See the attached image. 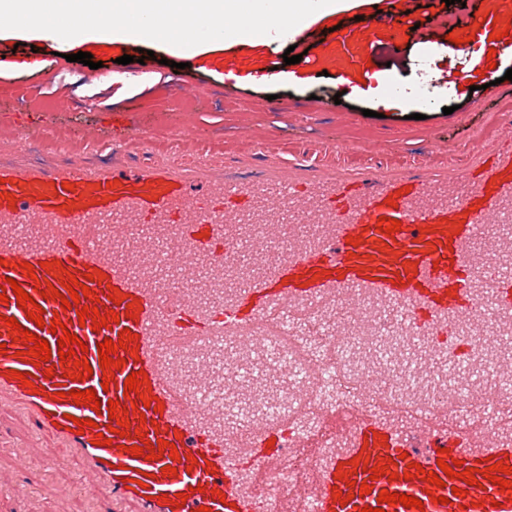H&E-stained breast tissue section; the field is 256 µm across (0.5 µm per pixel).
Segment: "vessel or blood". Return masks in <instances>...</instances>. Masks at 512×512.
I'll use <instances>...</instances> for the list:
<instances>
[{"label":"vessel or blood","mask_w":512,"mask_h":512,"mask_svg":"<svg viewBox=\"0 0 512 512\" xmlns=\"http://www.w3.org/2000/svg\"><path fill=\"white\" fill-rule=\"evenodd\" d=\"M487 92L501 108L490 132L476 133L457 164L438 148L385 164L375 138L297 155L260 141L247 125L233 145L202 156L191 132L180 130L181 160L152 149L140 132L112 144L104 157L64 142L38 156L26 135L0 147V287L17 281L43 320L60 319L86 343L93 369L85 380L74 379L73 363L60 360L57 335L38 328L8 294L0 303V415L26 418L35 435L78 458L84 489H109L105 512H281V459L287 449L304 447L306 434L261 419L250 427V454L229 452L219 410L222 356L209 352L185 369V343L207 349L230 338L246 347L252 330L273 317L295 336L303 331L296 317L303 305L330 300L337 316L373 323L390 308L399 330L452 361L460 354V317L512 321V270L499 266L488 244L490 225L512 223V95L496 86ZM140 154L149 162H137ZM383 216L399 220V231L379 229ZM274 249L280 256L262 273L225 291V274L247 255ZM479 264L497 282L488 299L473 289ZM65 270L88 281L91 294L81 305L115 311L119 321L83 326L75 309L44 299L43 290L60 286ZM114 293L122 304L111 301ZM131 306L138 310L133 318L126 315ZM10 317L47 340L49 361L37 362L30 342L14 340ZM123 330L133 341L117 350L123 365L108 381L97 345ZM16 370L21 378H13ZM139 370L148 376L147 390L125 394L126 378ZM90 389L99 410L72 397ZM148 398L158 399L162 412L145 407ZM111 399L125 409L131 435L110 434ZM75 417L92 424L72 431ZM102 433L110 434V445H97ZM160 439L176 445L180 462L130 452ZM342 439L344 448L311 457V480L297 481L294 500L303 512H362L377 507L384 489L423 503L385 512H512V493L490 480L469 487L458 479L441 488L424 478L443 461L512 466V441L500 433L475 436L466 423L443 426L430 415L399 430L364 410L349 416ZM412 463L423 473L404 479ZM169 464L175 475L163 474ZM381 466L385 474L371 479L370 468ZM249 470L263 471L266 480L246 491L241 477ZM362 482L370 488L364 496ZM342 494L347 504H340Z\"/></svg>","instance_id":"vessel-or-blood-1"}]
</instances>
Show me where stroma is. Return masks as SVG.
<instances>
[{"mask_svg":"<svg viewBox=\"0 0 512 512\" xmlns=\"http://www.w3.org/2000/svg\"><path fill=\"white\" fill-rule=\"evenodd\" d=\"M388 0H351L345 11L311 24V35L290 41L272 38L262 45L226 44L209 48L192 58L184 69L164 65V52H157L154 71L158 81L133 91L121 83L102 82L96 70L72 61V54L87 52L109 73H135L137 63L119 64V57L135 58L134 44L59 42L40 66L17 70L13 57L44 50V42L0 36V134L35 129L44 133L40 151H47L54 137L63 134L73 142L93 139L103 149L113 140L133 131H151L166 139L172 130L190 128L199 148L206 149L232 139L239 127L254 124L260 138L299 150L315 143H343L379 137L384 154L395 158L422 154L433 143L447 146L449 158L459 156L474 130L487 126L495 111L494 101L482 86L486 76L501 79L503 89L512 91L505 79L512 59L491 50V34L512 26V0H399L408 23L380 26L375 37L360 40L364 19L387 10ZM484 18V27L474 25ZM453 35L455 50L432 61L422 47L424 33ZM474 37L481 51H472L466 37ZM295 47L302 59L292 64L290 82L259 83L253 69L268 64L283 65V54ZM385 70L397 77L399 87L384 91L375 86L364 97H346L335 102L336 78H365L371 70ZM469 73L473 93L438 94L423 104L418 93L420 79L443 81L454 74ZM194 83L189 105L174 108L166 103L168 87L181 79ZM406 100L398 112L374 117L381 100ZM294 111H285V104ZM56 454L63 463L51 474L41 469L42 459ZM77 459L65 449L55 448L51 439L33 435L22 417L0 420V488L10 489L25 481L27 490L15 503V512H94L110 497L106 486L85 494L79 486Z\"/></svg>","mask_w":512,"mask_h":512,"instance_id":"obj_1","label":"stroma"}]
</instances>
